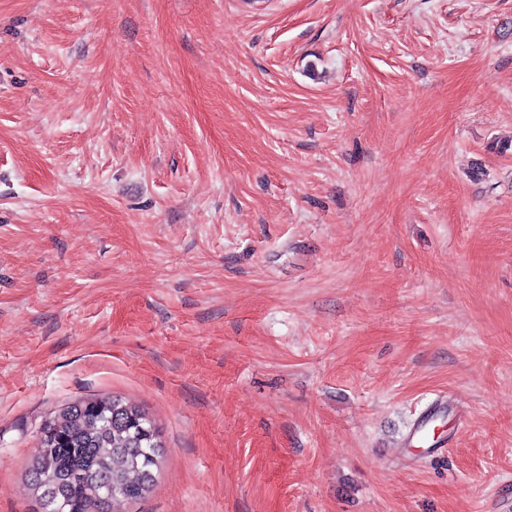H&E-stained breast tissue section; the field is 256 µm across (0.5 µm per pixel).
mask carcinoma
Returning a JSON list of instances; mask_svg holds the SVG:
<instances>
[{"label":"carcinoma","mask_w":512,"mask_h":512,"mask_svg":"<svg viewBox=\"0 0 512 512\" xmlns=\"http://www.w3.org/2000/svg\"><path fill=\"white\" fill-rule=\"evenodd\" d=\"M29 467L40 512H109L146 496L164 454L154 419L120 396L76 401L42 423Z\"/></svg>","instance_id":"obj_1"}]
</instances>
